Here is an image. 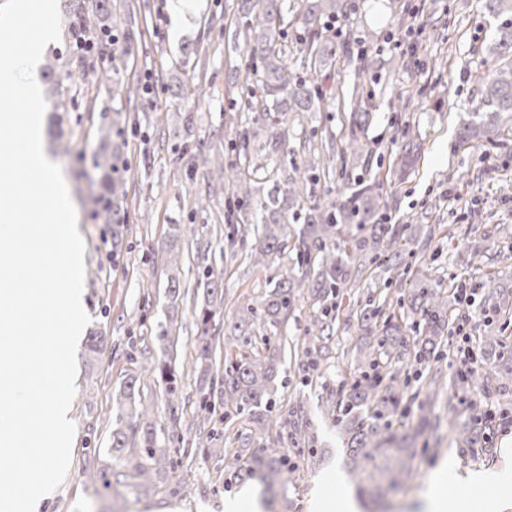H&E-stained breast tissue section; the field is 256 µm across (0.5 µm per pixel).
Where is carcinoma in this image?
I'll return each mask as SVG.
<instances>
[{"instance_id": "obj_1", "label": "carcinoma", "mask_w": 512, "mask_h": 512, "mask_svg": "<svg viewBox=\"0 0 512 512\" xmlns=\"http://www.w3.org/2000/svg\"><path fill=\"white\" fill-rule=\"evenodd\" d=\"M285 0H240L239 11L244 18L243 42L249 62L245 69L237 70L232 77L236 85L250 91L248 106L258 113L266 129L267 145L263 147L265 163L280 171V178L266 184L256 178V169L250 167L254 150L250 149V137L243 135L239 143L243 163L233 168L229 181L230 196L225 203L224 221L227 224H254V240L250 253L254 264L267 265L269 257L288 249V221L303 215V227L299 234V247L303 249L306 263L316 268L301 276L282 278L259 300V306H246L229 326L227 335L234 336L242 347L252 343L256 322L278 327L288 321L296 299L307 293L316 304H325L338 296L352 275H360L365 267L377 260L388 264V269L400 267V242L403 231L397 224L388 223L389 204L383 195L364 179L355 181V189L333 201L320 203L313 199L314 188L323 176L334 170L315 156L305 158L304 175L297 178L288 175L286 159L294 152L288 136V114L305 115L324 110L320 94L323 79V60L328 55L344 51V47L323 35L325 22L345 16L351 8L350 0H303L299 15L303 25L301 41L305 52L303 72L292 73L285 60L286 52L277 46L281 36L278 27L283 23ZM486 12L502 18L498 26L491 53L502 62L490 76H478L482 111L495 115L512 114V0H485ZM69 9L79 20L72 32L95 43L102 55L112 52V35L119 29L120 20L114 19L113 0H69ZM369 112L360 98H352L348 130L343 132L342 162L348 157L358 160L364 155L361 135L371 123ZM481 138L487 148L500 145L498 126L489 123L470 124L460 129L459 139L468 142ZM120 147L102 150L97 165L103 168L106 195L102 209L110 224L123 223L117 202L126 196L123 176L120 173ZM199 285L203 286L205 306L195 317L200 335L198 360L201 363L200 408L210 414L216 407L224 408L223 419L232 413H246V421L259 428L282 427L281 416L273 413L274 401L270 385L278 374L279 353L263 357L243 351L234 356L226 355L224 374L213 372L210 330L215 327L216 308L224 301L222 283L210 269L203 271ZM484 305L495 313L508 307L509 290L499 283L489 281L485 285ZM399 306H408L420 316L427 330L424 335L410 339L403 331L401 320L395 315H383L379 308H366L360 315V327L366 336L376 340L375 351L402 365H421L436 362L442 355L441 342L445 330L452 322L448 313V298L424 279H416L407 294L398 298ZM328 311L312 315L311 324L321 342L333 335ZM355 379L346 394L345 408L351 416L348 432L352 449V461L358 458L386 459L391 451L394 468H385L387 489L404 490L409 462L414 458L413 449L403 445L392 448L395 435L390 432L389 417L397 414L404 400L403 393L409 379L391 371L381 372L379 361L371 357L366 366L358 368ZM446 380L440 372L427 375L417 391L426 398L445 389ZM149 408L140 401L138 378L126 380L122 397L117 401L115 420L109 451L115 459L128 460L126 451L130 441L138 436L151 460H156L157 430L155 425H141L148 417ZM450 431L459 445L477 448L484 440L487 420L478 415H464L453 403H448ZM238 447L224 449V472L230 482L256 481L262 486L261 496L277 484L283 483L285 473L295 470L288 466V455L267 457L246 454L250 448L247 436L236 437Z\"/></svg>"}]
</instances>
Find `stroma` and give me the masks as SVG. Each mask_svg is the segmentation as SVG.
<instances>
[{
  "label": "stroma",
  "mask_w": 512,
  "mask_h": 512,
  "mask_svg": "<svg viewBox=\"0 0 512 512\" xmlns=\"http://www.w3.org/2000/svg\"><path fill=\"white\" fill-rule=\"evenodd\" d=\"M122 20L139 31L132 45L116 44L112 56L87 59L88 71H106L108 83H92L71 70L68 7H61L58 41L43 57L59 74L58 86L41 83L46 110L44 136L48 150L67 179L79 214L85 243L83 307L91 318L88 332L102 333L103 354L87 362L85 346L77 348L76 395L70 407L75 425L70 465L56 491L39 512H226L230 501L258 495L256 484L228 485L217 448L232 441L233 429L219 440L208 433L218 415L202 411L197 359L199 338L195 315L203 304L198 282L204 270L222 279L224 303L216 314L211 349L216 358L232 351L235 341L224 324L241 308L263 296L267 282L299 273L295 253L277 254L267 265H249L246 250L231 247L234 228L224 222V196H210L204 207L196 199L208 184L224 181L223 171L191 169L193 154L218 150L225 164L238 163L231 148L242 128L253 133V147L265 140L262 123H244L248 97L233 87L231 75L245 66L247 53L235 32L243 25L239 0H196L182 21L173 16L174 0H114ZM355 8L337 19L332 30L343 53L324 70V111L290 123L294 163H302L305 146L329 153L341 137L346 115L337 100L360 88L373 120L362 142L369 165L354 171L337 169L332 179L320 180L314 197L334 199L355 177L376 181L389 202L391 223L404 225L401 258L411 274L428 277L451 296L457 289L471 294L472 305H455V325L444 340V357L437 362L443 376L460 366L457 349H479L488 331H496L503 346L500 356L512 360V309L487 314L480 305L486 277L512 284V117L501 116L497 149L479 143H460L462 124L482 118L477 73L497 67L486 48L497 20L484 9V0H354ZM201 46L199 55H183L186 47ZM370 61L361 70L362 61ZM167 74L189 83L186 101L172 103L159 80ZM192 118L190 143L175 140L185 118ZM419 143L417 158L402 166L399 146ZM120 142L128 165L125 225L120 245L112 243V227L98 205L103 188L94 167L101 146ZM207 194V193H206ZM176 224L188 226L182 237L177 266L165 252ZM468 249L467 263L457 252ZM177 274L184 292L171 301L167 277ZM385 265L375 264L349 283L334 318L327 359L309 367L303 355L311 343L308 332L312 302L299 297L294 311L277 335L256 340L283 345L274 386L275 410L290 419L301 409L305 443L292 444L287 433L250 428L251 450L268 455L287 450L292 460L314 454L316 462L300 467L280 489L275 512H313L312 503L324 497L355 499L358 512H425L434 474L449 467L448 494L442 512H512V502L498 504L496 496L470 484L472 474L499 466L502 450L512 447V434L495 427L486 431L482 448H461L448 437L436 447L418 450L407 494L386 507L359 498V488L377 485L384 459L352 464L348 449L350 418L342 401L357 374L363 344L358 321L367 301L381 303L384 312L398 310V286H387ZM140 377L141 395L150 404L167 464L159 478L142 485L131 465H115L107 448L112 413L123 382ZM179 389L177 401L166 392L167 378ZM479 411L491 408L512 415V383L502 387L441 390L433 400L405 398L393 420L398 429L417 424L421 409L446 415L449 404Z\"/></svg>",
  "instance_id": "35a3bbf8"
}]
</instances>
